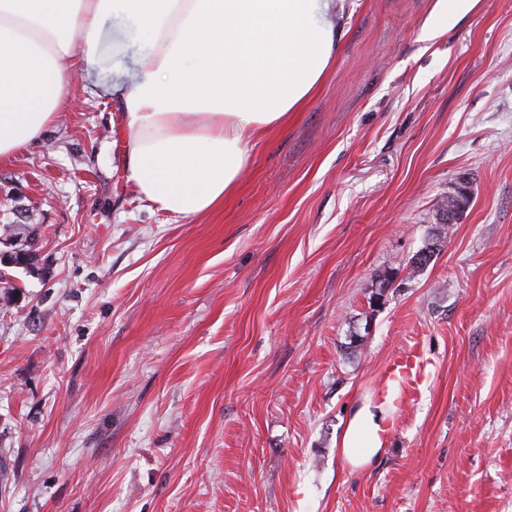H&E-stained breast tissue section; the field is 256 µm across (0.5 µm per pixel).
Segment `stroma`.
<instances>
[{
  "mask_svg": "<svg viewBox=\"0 0 512 512\" xmlns=\"http://www.w3.org/2000/svg\"><path fill=\"white\" fill-rule=\"evenodd\" d=\"M345 0L306 107L210 212L128 179L119 102L73 74L0 163V512H512V0ZM130 69L149 53L132 18ZM471 202L420 272L438 198ZM424 379L384 452L337 451L393 353ZM473 0H439V10L433 33L448 28L457 15L470 10Z\"/></svg>",
  "mask_w": 512,
  "mask_h": 512,
  "instance_id": "obj_1",
  "label": "stroma"
}]
</instances>
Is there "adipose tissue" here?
I'll return each instance as SVG.
<instances>
[{
    "label": "adipose tissue",
    "instance_id": "obj_1",
    "mask_svg": "<svg viewBox=\"0 0 512 512\" xmlns=\"http://www.w3.org/2000/svg\"><path fill=\"white\" fill-rule=\"evenodd\" d=\"M343 0H0V162L38 141L81 73L120 101L128 177L160 209L191 217L223 204L249 160L247 133L284 126L328 74ZM122 6L149 40L137 76L101 81ZM385 404L348 416L338 451L370 465L387 440Z\"/></svg>",
    "mask_w": 512,
    "mask_h": 512
}]
</instances>
